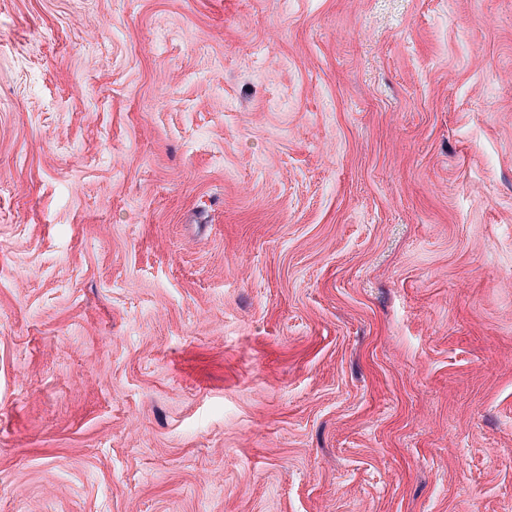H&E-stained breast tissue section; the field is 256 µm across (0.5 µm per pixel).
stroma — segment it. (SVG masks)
Listing matches in <instances>:
<instances>
[{
	"instance_id": "1",
	"label": "stroma",
	"mask_w": 512,
	"mask_h": 512,
	"mask_svg": "<svg viewBox=\"0 0 512 512\" xmlns=\"http://www.w3.org/2000/svg\"><path fill=\"white\" fill-rule=\"evenodd\" d=\"M0 512H512V0H0Z\"/></svg>"
}]
</instances>
